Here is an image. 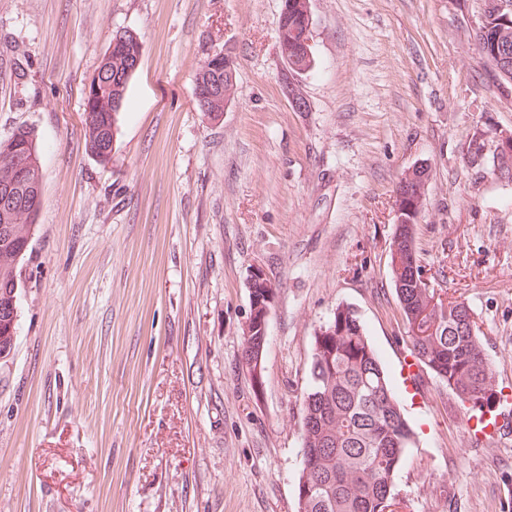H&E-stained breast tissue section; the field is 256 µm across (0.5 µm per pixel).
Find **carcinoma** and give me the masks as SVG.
<instances>
[{
	"instance_id": "1",
	"label": "carcinoma",
	"mask_w": 512,
	"mask_h": 512,
	"mask_svg": "<svg viewBox=\"0 0 512 512\" xmlns=\"http://www.w3.org/2000/svg\"><path fill=\"white\" fill-rule=\"evenodd\" d=\"M512 0H485L483 15L475 29V40L488 66L504 44L512 47V9L502 4ZM307 0H283L279 17V49L295 55L306 24ZM121 43L107 63V86L86 96L89 106L84 122L86 152L102 164L109 154L96 152L102 139L114 138L119 108L126 103L128 69L143 47L131 32L119 34ZM237 84L225 82L220 94L197 102L198 109L213 121L233 101ZM508 144L482 151L487 132L474 128L463 159L479 175L512 179V131ZM28 161V182L18 179L15 158ZM431 178L429 166L412 167L402 173L397 189L406 193L397 217L395 240L390 254L392 282L407 324L411 351L425 370L433 372L465 403H488L494 396V377L480 341L474 312L463 301H445L444 290L413 284L422 266L416 247V226L424 207ZM16 191L18 199L42 193V174L36 137L27 126L17 127L0 141V191ZM37 209L21 202L0 225V306L9 305L5 289L20 281L19 261L28 249ZM267 337L247 324L242 332V362L254 371L252 362L264 355ZM310 387L302 399V443L304 453L316 451L315 466L303 465L298 478V512H384L399 499L394 492V475L406 449L414 444L377 354L366 335L358 312L339 304L333 316L320 326L313 338L309 366Z\"/></svg>"
}]
</instances>
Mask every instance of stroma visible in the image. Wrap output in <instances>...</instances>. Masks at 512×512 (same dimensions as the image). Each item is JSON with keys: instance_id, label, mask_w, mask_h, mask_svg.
<instances>
[{"instance_id": "stroma-1", "label": "stroma", "mask_w": 512, "mask_h": 512, "mask_svg": "<svg viewBox=\"0 0 512 512\" xmlns=\"http://www.w3.org/2000/svg\"><path fill=\"white\" fill-rule=\"evenodd\" d=\"M485 0H310L316 65L282 90V0H0V140L34 129L43 204L0 359V512H297L312 337L355 307L416 436L411 512H512V432L487 443L410 343L391 280L395 191L432 169L417 247L464 300L512 403V182L468 169L512 96L474 40ZM142 39L112 160L84 147L88 80ZM229 55L221 120L195 99ZM27 61L17 79L11 60ZM276 286L264 384L241 362L248 276ZM208 57L201 63L198 68L196 74V85H202V87L205 88L208 84L215 80L218 72L217 68L220 69L223 66L224 72L222 71L219 75V77H224V79L221 80L222 88L221 84L216 82L212 88H208L205 91H203L201 88H197L195 95L196 99L203 100L206 96L221 92L219 95L207 98L203 103L197 101V106L200 112H206L205 115H207L209 119L218 121L222 118L224 112L228 109L231 102L235 98L237 90V82H235L237 80V70L232 58L226 54L223 55L219 53L216 56L212 55L210 57V60L216 59L218 64L217 68H211L212 66L208 60ZM224 81L235 83H224Z\"/></svg>"}]
</instances>
